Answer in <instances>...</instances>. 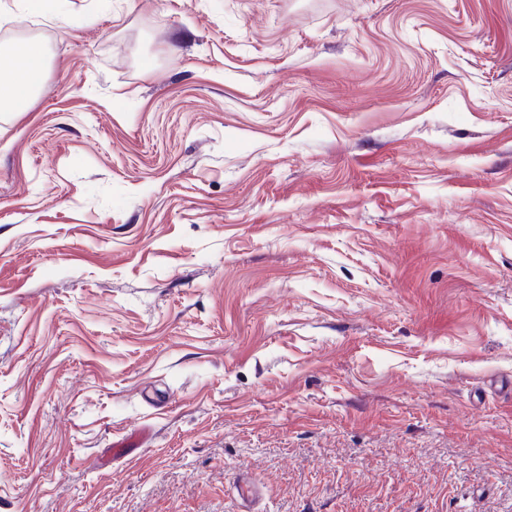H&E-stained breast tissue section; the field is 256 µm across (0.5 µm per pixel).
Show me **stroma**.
I'll return each instance as SVG.
<instances>
[{"label":"stroma","mask_w":512,"mask_h":512,"mask_svg":"<svg viewBox=\"0 0 512 512\" xmlns=\"http://www.w3.org/2000/svg\"><path fill=\"white\" fill-rule=\"evenodd\" d=\"M17 2L0 512H512V0ZM23 62L8 80L0 82L1 109L22 112L44 82L43 51L37 44H27L19 51L14 48L12 59Z\"/></svg>","instance_id":"1"}]
</instances>
